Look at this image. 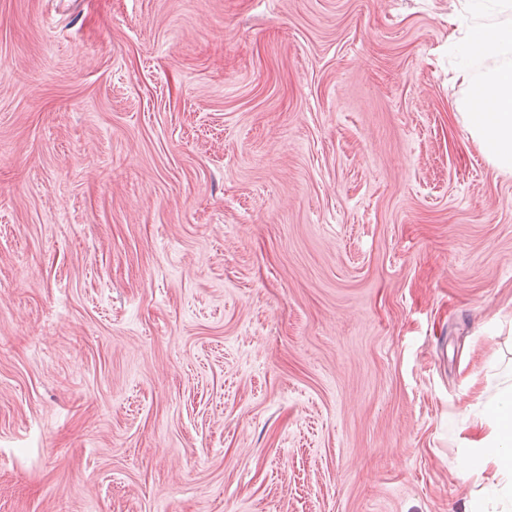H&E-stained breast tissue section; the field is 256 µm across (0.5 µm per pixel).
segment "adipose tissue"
<instances>
[{"label": "adipose tissue", "mask_w": 512, "mask_h": 512, "mask_svg": "<svg viewBox=\"0 0 512 512\" xmlns=\"http://www.w3.org/2000/svg\"><path fill=\"white\" fill-rule=\"evenodd\" d=\"M463 48L472 67L462 75L474 93L462 100L464 129L487 160L512 173V0H466ZM496 64L481 69L487 58ZM479 435L468 441L477 465L462 477L486 479L495 512H512V385L488 401Z\"/></svg>", "instance_id": "obj_1"}]
</instances>
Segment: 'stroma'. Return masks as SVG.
Wrapping results in <instances>:
<instances>
[{
  "instance_id": "35a3bbf8",
  "label": "stroma",
  "mask_w": 512,
  "mask_h": 512,
  "mask_svg": "<svg viewBox=\"0 0 512 512\" xmlns=\"http://www.w3.org/2000/svg\"><path fill=\"white\" fill-rule=\"evenodd\" d=\"M458 0H0V512H464L512 176Z\"/></svg>"
}]
</instances>
